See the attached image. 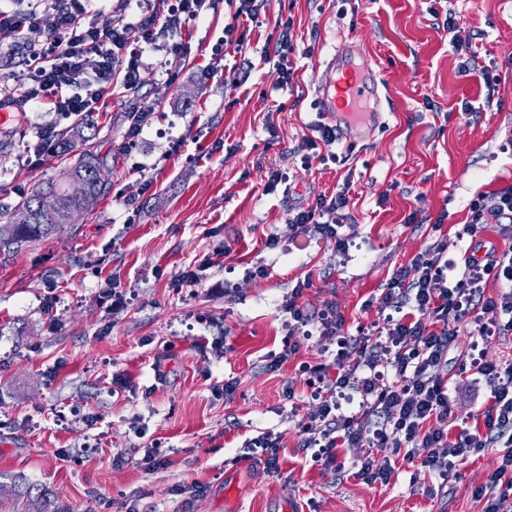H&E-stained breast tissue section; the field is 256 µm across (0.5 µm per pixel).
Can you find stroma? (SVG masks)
Instances as JSON below:
<instances>
[{"mask_svg": "<svg viewBox=\"0 0 512 512\" xmlns=\"http://www.w3.org/2000/svg\"><path fill=\"white\" fill-rule=\"evenodd\" d=\"M451 15L470 50H455ZM288 16L297 72L290 91L275 93L265 52ZM229 27L247 34L244 55L227 59L246 66L241 85L204 75ZM47 35L39 27L0 38V106L16 112L0 147V202L59 179L75 160L38 137L68 120L21 105L13 80ZM343 36L382 70L387 115L367 145L336 143L341 163L305 169L292 153L319 119L317 70ZM181 39L188 54L174 84L148 55L139 93L97 112L91 145L112 174L94 210L0 251V484L24 474L68 512H125L129 501L140 512H282L289 500L296 512H481L473 491L498 449L444 485L416 462L386 486L307 466L291 409L310 411L301 366L326 354L305 339L279 371L265 366L282 348L283 302L299 278L313 280L309 309L332 300L349 326L370 324L378 315L362 303L399 267L440 234L462 260L469 242L458 234L473 197L512 187V0H263L256 24L235 17L229 0H211ZM133 109L151 122L125 151ZM273 169L288 173V188L268 189ZM345 183L344 265L327 240L267 249L293 207ZM223 243L230 253L215 255ZM210 252L201 287L175 286ZM259 265L267 275L247 277ZM222 326L228 351L216 359L200 343ZM228 379L235 394L215 396ZM269 430L283 436L279 478L240 458L244 440ZM155 442L164 463L153 469L143 457ZM194 483L200 493H190Z\"/></svg>", "mask_w": 512, "mask_h": 512, "instance_id": "1", "label": "stroma"}]
</instances>
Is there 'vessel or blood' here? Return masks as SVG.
Listing matches in <instances>:
<instances>
[{"mask_svg":"<svg viewBox=\"0 0 512 512\" xmlns=\"http://www.w3.org/2000/svg\"><path fill=\"white\" fill-rule=\"evenodd\" d=\"M321 117L335 127L346 145L365 143L384 123L381 94L385 79L375 61L343 39L326 60L315 80Z\"/></svg>","mask_w":512,"mask_h":512,"instance_id":"1","label":"vessel or blood"}]
</instances>
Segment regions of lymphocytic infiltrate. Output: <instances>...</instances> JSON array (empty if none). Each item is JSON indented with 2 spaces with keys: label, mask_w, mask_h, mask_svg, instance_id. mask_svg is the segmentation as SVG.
<instances>
[{
  "label": "lymphocytic infiltrate",
  "mask_w": 512,
  "mask_h": 512,
  "mask_svg": "<svg viewBox=\"0 0 512 512\" xmlns=\"http://www.w3.org/2000/svg\"><path fill=\"white\" fill-rule=\"evenodd\" d=\"M89 6L90 0H51L40 12H0L5 38L46 26L47 40L33 49L20 85L27 100L68 118L97 111L120 90L136 89L145 54H163L171 63L183 58L178 37L205 11L207 0H145L133 24L98 22ZM292 26L288 18L275 27L277 91L294 82ZM133 27L140 32L135 40L128 35ZM336 139L335 128L318 124L297 148L302 167L338 161L332 150ZM349 193L345 184L292 209L289 238L331 239L337 254H345L341 230L350 216ZM493 222L508 240L507 248L485 246L481 234ZM462 233L471 249L463 267L449 260L446 242L433 244L394 273L378 300H366V307L391 309V316L353 333L336 304L308 311L301 297L312 280L297 282L284 303L289 332L316 326L318 345L335 344L342 351L331 362L303 367L312 408L297 422L298 446L310 452L313 462L369 485L390 484L399 463L416 459L444 480L472 455L498 446L499 466L473 495L482 502V512H512V363L456 347L463 331L480 337L512 332V188L480 193ZM491 280L499 284L493 295L486 291ZM454 374L483 392L479 421L470 429L455 427L449 394ZM348 390L361 399L344 413L337 399ZM282 441V434L271 431L246 440L242 457L261 464L269 476H280ZM378 450L383 453L379 460L374 457Z\"/></svg>",
  "instance_id": "lymphocytic-infiltrate-1"
}]
</instances>
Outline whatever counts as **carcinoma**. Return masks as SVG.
I'll return each mask as SVG.
<instances>
[{
  "instance_id": "carcinoma-1",
  "label": "carcinoma",
  "mask_w": 512,
  "mask_h": 512,
  "mask_svg": "<svg viewBox=\"0 0 512 512\" xmlns=\"http://www.w3.org/2000/svg\"><path fill=\"white\" fill-rule=\"evenodd\" d=\"M97 127L94 113L86 112L77 117L69 129L49 140V147L60 154H67L73 150L76 142L89 141L90 137L85 131H93ZM109 176L110 168L103 158L86 148L79 153L74 164L63 172L65 181L84 183L83 194L70 195L57 182L48 181L38 184L14 205L1 203L0 247L17 251L28 243L47 238L62 224L74 223L77 216L92 210L100 196L106 193L110 185ZM46 194L58 198L57 207L50 214L37 207L39 197ZM5 495L10 497L14 508L23 512H64L46 489L26 478L14 481L7 489L0 485V505Z\"/></svg>"
}]
</instances>
